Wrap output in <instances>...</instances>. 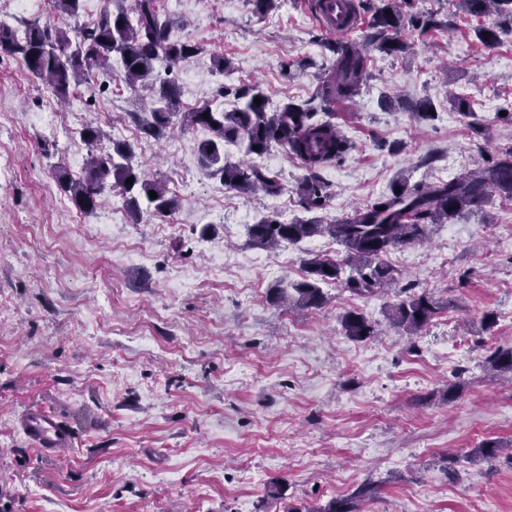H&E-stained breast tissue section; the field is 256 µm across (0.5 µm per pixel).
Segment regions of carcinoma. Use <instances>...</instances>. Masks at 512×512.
<instances>
[{
	"label": "carcinoma",
	"instance_id": "cac0c4a2",
	"mask_svg": "<svg viewBox=\"0 0 512 512\" xmlns=\"http://www.w3.org/2000/svg\"><path fill=\"white\" fill-rule=\"evenodd\" d=\"M123 2L106 0L93 22L74 29L31 19L23 22L20 33L0 24V49L23 61L29 72L45 83L61 102L69 100L80 84L90 83L94 73L113 72V61H119L120 75L127 83L140 82L151 91L148 108L131 113L140 130L158 140L176 123L184 128L209 130L212 136L196 147L200 166L209 176L239 192L277 195L282 184L262 167L241 166L226 160V146L243 144L247 154L261 157L272 144H280L299 157L308 171L299 189L300 206L306 212L323 209L327 193L321 172L351 149L350 142L336 130L332 108L360 94L368 77L366 47L387 54L401 53L409 48L400 39L404 26L421 36L437 26L433 14L412 11L415 0H379L365 36L366 46L351 42L324 44L335 56L334 74L321 85L314 98L290 100L272 109L257 86L245 85L235 90V97L243 101L235 110L226 112L204 104L182 112L178 85L170 79L158 81L155 74L159 73V63H166L171 70L196 56L199 47L189 40L171 37L175 21L159 11L158 0H133L129 8ZM457 2L472 15L497 17L493 25L476 30V37L485 45L496 42L501 31L512 29V0ZM54 7L62 15L77 17L83 0H54ZM256 97L261 98V104L254 103ZM457 107L470 118L475 139L484 137V127L470 105L459 99ZM134 157L130 143L114 141L110 150L90 154L78 175L56 172L58 189L84 213L94 211L105 193L114 188L120 190L127 210L135 218L140 215L142 201L160 215L175 210L178 200L169 195L163 182L134 164ZM130 177L133 182L128 185L126 181ZM151 191L157 198H150ZM494 194L512 200V148L502 151L479 170L446 182L411 185L405 180L390 193L330 222L320 218L288 222L273 214L251 225L248 234L254 246L265 249L324 234L344 247L347 258L353 261L348 277H342V267L335 261L311 258L306 261L305 278L293 285L294 297H288L285 289L273 290L272 297L277 302L291 300L300 307H316L323 301L324 284H337L356 296L393 287L397 277L383 261L385 254L425 238L428 227L452 220L465 210L482 205ZM439 310L438 303L428 294H419L406 286L400 288L397 302L391 305L390 320L416 333ZM342 326L345 336L354 341L376 335L375 327L354 310L343 315ZM370 494L371 489L363 486L349 498L332 499L310 512H360L358 502Z\"/></svg>",
	"mask_w": 512,
	"mask_h": 512
}]
</instances>
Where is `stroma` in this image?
Returning a JSON list of instances; mask_svg holds the SVG:
<instances>
[{"label": "stroma", "instance_id": "1", "mask_svg": "<svg viewBox=\"0 0 512 512\" xmlns=\"http://www.w3.org/2000/svg\"><path fill=\"white\" fill-rule=\"evenodd\" d=\"M159 5L177 20L175 37L201 48L173 70L182 109H231L244 84L275 106L307 100L334 67L306 0H271L263 15L249 0ZM416 7L453 26L404 31L407 53L370 50L360 95L335 107L351 149L324 174L322 219L402 177L439 182L437 161L467 156L452 178L512 147V31L485 45L474 30L491 17L454 0ZM107 83L101 95L80 87V112H65L0 53V300L10 305L0 318V512H308L368 483L376 494L361 512H512V371L491 361L512 348V203L492 196L386 255L400 285L444 306L416 335L392 325L391 291L360 298L331 284L318 307L275 303L271 289L302 280L307 259L346 261L327 236L248 243L260 217L302 216V162L272 145L266 167L283 192L229 189L199 167L207 129L144 138L131 114L147 98L119 76ZM459 97L474 102L484 138H471ZM426 99L432 119L405 106ZM57 111L67 133L49 140L42 125ZM90 125L129 127L136 162L178 208L134 219L115 192L86 215L60 191L45 194L55 171L86 157ZM428 154L435 164L420 165ZM131 247L139 262L126 261ZM350 310L378 336L348 339ZM37 409L70 428V448L37 451L23 430ZM488 441L501 454L485 458ZM274 482L282 500L269 495Z\"/></svg>", "mask_w": 512, "mask_h": 512}]
</instances>
